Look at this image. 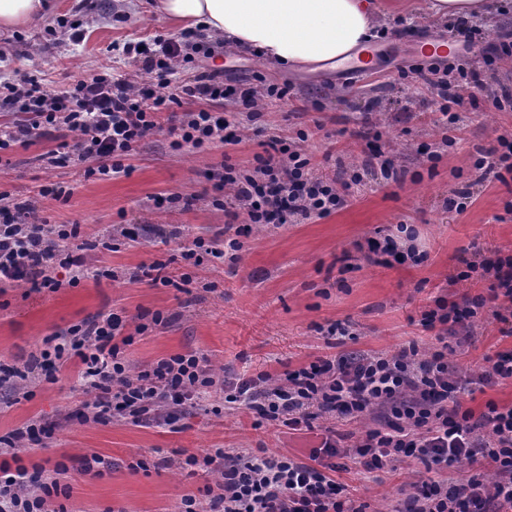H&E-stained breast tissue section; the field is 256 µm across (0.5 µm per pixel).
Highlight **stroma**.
I'll return each mask as SVG.
<instances>
[{"label":"stroma","mask_w":512,"mask_h":512,"mask_svg":"<svg viewBox=\"0 0 512 512\" xmlns=\"http://www.w3.org/2000/svg\"><path fill=\"white\" fill-rule=\"evenodd\" d=\"M428 0H375L381 24L388 33L372 38L379 48L374 69L359 75L333 70L287 71L255 52L224 48L211 59L222 70L224 82L239 85L262 73L270 84L288 88L284 104H262L260 123L271 135L295 139L305 130V149L324 160L323 172L334 175L361 166L368 149L366 133L376 134L377 145L395 161L397 179L365 175L352 187L354 199L332 215L303 224H256L241 236L236 267L206 268L203 277L218 282L213 293L192 296L171 287L132 279L142 265L169 260L176 242H162L153 226L206 239L224 236L223 209L212 204L208 175L226 163L244 165L259 152L258 140L246 135L243 144L218 145L199 152H175L167 130L147 137L131 158L129 175L111 179L76 180L78 164L52 168L42 159L54 148L42 139L15 148L9 167L0 169V192L16 201H35L39 216L51 224H76L84 241L108 239L116 225L135 229L138 241L118 248L89 252L98 266L122 272L121 280H81L58 291L17 287L0 293V360L9 362L38 352L46 336L109 310L124 312L129 321L147 312L170 314L164 328L136 337L124 354L139 369L174 353L205 354L216 377L235 382L262 371L274 375L328 355L317 326L330 322L351 325L352 339L343 352L393 351L417 342L420 351L436 343L434 332L419 320L443 296L452 300L487 291L483 281L451 283L461 269V258L497 249L512 251V183L480 181L474 166L478 149L497 148V137L512 132V107L494 109L489 97L512 91V57L486 65L457 42L454 18L430 16ZM82 19L84 39L72 44L65 29L55 36L46 30L60 19ZM179 24L155 12L132 7L130 0H108L106 7L80 9L79 0H52L47 15L21 27L19 41L6 46L0 60V82L25 72L41 71L54 87L69 76L107 63L115 73L129 67L117 53L130 40H152L156 35H178ZM447 44L442 63L477 71L486 85L485 96L466 106L465 126L455 131V142L441 143L445 116L439 110L455 86L441 82L422 87L399 71L414 63L430 64L421 47ZM76 181L68 201L43 198L41 185ZM471 185L473 202L463 214L447 208L451 189ZM178 193L192 198L189 209H159L156 197ZM414 225L426 251L418 265L383 264L365 260L357 250L375 232L397 225ZM499 323L484 319L471 329L467 344L451 354L460 375L479 370L486 357L512 348V337L499 333ZM79 370L70 360L56 382H31L26 390L0 383V436L32 419L53 424L46 447L20 450L23 464L53 467L61 456L96 452L112 463L100 477L70 471L68 512H178L181 497L205 484L214 474L187 475L178 468L179 456L207 448H264L269 453L307 458L318 442L316 432L289 433L286 428L254 429V417L245 410L191 409L171 425L152 421L139 424L122 418L107 423L80 422L73 416L84 396L75 390ZM146 459L148 470L129 465ZM336 479L351 494L370 502L373 512H393L403 489L416 481L418 462H396L384 470L365 472L354 460L336 458Z\"/></svg>","instance_id":"obj_1"}]
</instances>
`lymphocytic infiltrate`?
<instances>
[{"mask_svg":"<svg viewBox=\"0 0 512 512\" xmlns=\"http://www.w3.org/2000/svg\"><path fill=\"white\" fill-rule=\"evenodd\" d=\"M122 51L134 67L132 75H116L102 66L60 89L29 73L0 85V111L15 116L0 130V153L65 130L74 133V140L47 151L48 163L74 158L84 165L83 178L109 179L130 174L128 160L158 129L159 115H166L170 124L173 150H206L219 142L238 145L244 139V122L260 117L256 93L280 100L288 94L287 87L277 85L260 90L224 85L219 71L204 65L213 46L191 29L175 38L130 41ZM179 69L184 77L177 82L173 75ZM227 98L245 107L243 120L231 121L211 110V103ZM261 146L250 164H227L210 174L213 202L227 208L230 220L242 217L252 225L322 219L345 205V189L360 183L363 172L378 165L384 174L393 172L391 161L381 160L374 150L348 179L323 177L297 144L274 135ZM78 235L77 225L46 223L35 203H17L1 192L0 288L27 285L34 291H54L98 276L83 247L70 245ZM416 240L415 230L401 224L396 235L372 237L366 245L370 254L416 265L425 257ZM241 248L229 236L221 241L186 238L178 243L187 268L180 279H173L161 261L141 266L136 276L180 291L192 283L193 270L236 264ZM475 277L490 278L487 293L458 301L439 298L433 309L423 312L421 326L437 334L427 357H420L411 342L393 352L320 357L277 381L261 372L222 388L225 403L255 414L257 429L276 423L309 431L320 417L354 420L374 411L384 424L346 448L340 447L335 429H327L304 460L270 455L262 448L231 453L211 448L187 455L181 467L188 474L217 472L221 479L184 495L180 512H369L368 502L351 498L330 473V458L342 451L369 473L403 459L424 465L425 476L414 482L396 512H512V405L491 400L479 414L465 408L460 400L465 388L448 365L449 336L482 316L502 323L503 336H512V254L498 251L490 258L466 261L455 279ZM127 325L112 312L72 325L46 337L43 349L27 361L0 364V377L16 385L38 375L53 382L68 360L78 359L80 385L90 396L81 416L95 423L120 416L167 425L171 419L160 415L161 407L176 412L201 406L218 387L207 358L194 352L172 354L130 371L123 351L133 336L127 334ZM49 436V429L32 419L0 437V512H66L54 504L71 493L66 462L56 461L50 469L30 468L15 455L19 448L44 446ZM478 454L488 459L490 472L469 473L453 482L444 478L448 466Z\"/></svg>","mask_w":512,"mask_h":512,"instance_id":"f902f5d3","label":"lymphocytic infiltrate"}]
</instances>
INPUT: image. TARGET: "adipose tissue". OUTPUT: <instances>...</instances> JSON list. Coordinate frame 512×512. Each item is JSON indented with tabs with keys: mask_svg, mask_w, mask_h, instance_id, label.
I'll use <instances>...</instances> for the list:
<instances>
[{
	"mask_svg": "<svg viewBox=\"0 0 512 512\" xmlns=\"http://www.w3.org/2000/svg\"><path fill=\"white\" fill-rule=\"evenodd\" d=\"M151 9L296 70L348 59L378 18L373 0H152Z\"/></svg>",
	"mask_w": 512,
	"mask_h": 512,
	"instance_id": "obj_1",
	"label": "adipose tissue"
}]
</instances>
